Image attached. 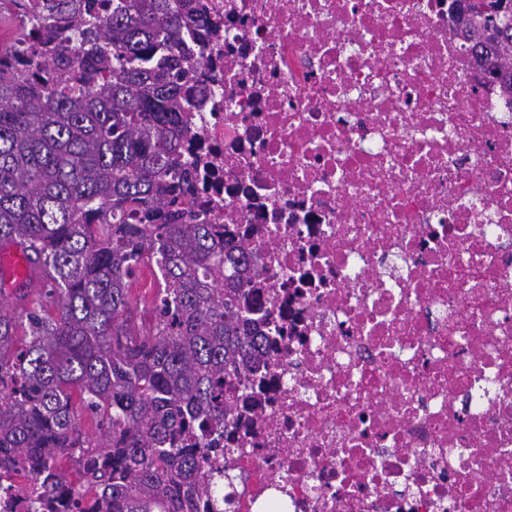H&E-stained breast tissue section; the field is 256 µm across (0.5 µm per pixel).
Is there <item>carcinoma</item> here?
<instances>
[{
    "instance_id": "carcinoma-1",
    "label": "carcinoma",
    "mask_w": 512,
    "mask_h": 512,
    "mask_svg": "<svg viewBox=\"0 0 512 512\" xmlns=\"http://www.w3.org/2000/svg\"><path fill=\"white\" fill-rule=\"evenodd\" d=\"M182 2L0 7V247L50 278L0 311V477H24L35 512H198L222 492L203 444L261 333L224 273L249 247L196 223L178 163L208 31ZM458 22L512 90V0H468ZM144 267L158 288L139 323Z\"/></svg>"
}]
</instances>
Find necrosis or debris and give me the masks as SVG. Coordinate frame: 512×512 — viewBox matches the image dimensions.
I'll return each instance as SVG.
<instances>
[{
    "mask_svg": "<svg viewBox=\"0 0 512 512\" xmlns=\"http://www.w3.org/2000/svg\"><path fill=\"white\" fill-rule=\"evenodd\" d=\"M193 214L250 249L224 512H512V93L455 0H200Z\"/></svg>",
    "mask_w": 512,
    "mask_h": 512,
    "instance_id": "4bbe7bcc",
    "label": "necrosis or debris"
}]
</instances>
